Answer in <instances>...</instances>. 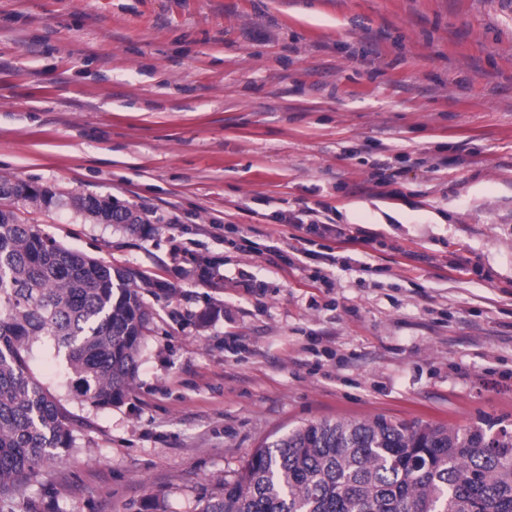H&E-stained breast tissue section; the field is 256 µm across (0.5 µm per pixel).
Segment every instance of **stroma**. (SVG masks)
I'll return each mask as SVG.
<instances>
[{"instance_id": "stroma-1", "label": "stroma", "mask_w": 512, "mask_h": 512, "mask_svg": "<svg viewBox=\"0 0 512 512\" xmlns=\"http://www.w3.org/2000/svg\"><path fill=\"white\" fill-rule=\"evenodd\" d=\"M0 178L55 194L20 223L166 286L119 404L34 346L75 444L0 512H199L311 421L512 424V0H0ZM83 203L87 202L89 207L81 206L86 211L98 215L100 213L105 214L111 224H128L133 226L134 224H148L150 223L147 219H143L137 215H134L131 210L125 206H120L112 201L100 200L96 197H84ZM321 211L305 205L297 210V214L292 216L294 223L298 225L307 224L309 229L319 233L322 236L334 235L340 237L344 235V230L339 225L327 224L321 220Z\"/></svg>"}]
</instances>
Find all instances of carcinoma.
Returning <instances> with one entry per match:
<instances>
[{
  "instance_id": "cac0c4a2",
  "label": "carcinoma",
  "mask_w": 512,
  "mask_h": 512,
  "mask_svg": "<svg viewBox=\"0 0 512 512\" xmlns=\"http://www.w3.org/2000/svg\"><path fill=\"white\" fill-rule=\"evenodd\" d=\"M9 199L51 204L46 189ZM112 224H146L125 206L84 197ZM142 271L112 268L57 244L0 208V495L73 447V419L33 375L48 343L69 391L94 407L118 403L136 375L150 314ZM495 424L431 426L317 421L255 449L200 512H512V432Z\"/></svg>"
}]
</instances>
